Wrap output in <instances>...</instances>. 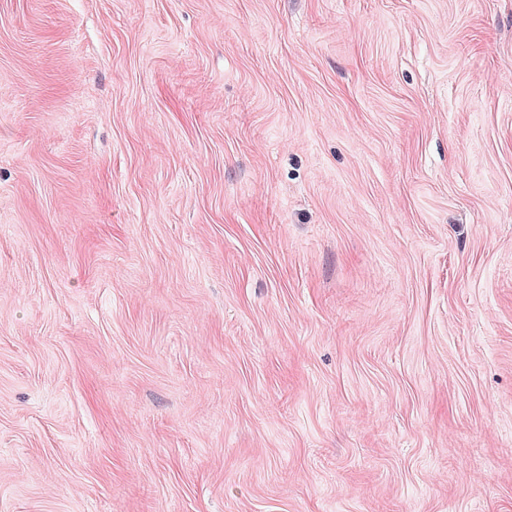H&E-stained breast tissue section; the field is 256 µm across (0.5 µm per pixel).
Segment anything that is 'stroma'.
<instances>
[{"label": "stroma", "instance_id": "stroma-1", "mask_svg": "<svg viewBox=\"0 0 512 512\" xmlns=\"http://www.w3.org/2000/svg\"><path fill=\"white\" fill-rule=\"evenodd\" d=\"M0 512H512V0H0Z\"/></svg>", "mask_w": 512, "mask_h": 512}]
</instances>
